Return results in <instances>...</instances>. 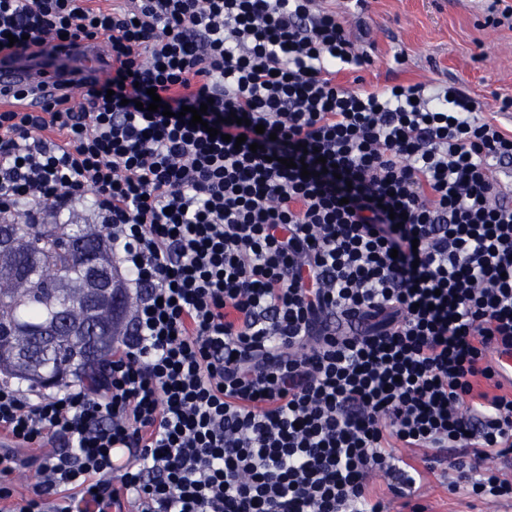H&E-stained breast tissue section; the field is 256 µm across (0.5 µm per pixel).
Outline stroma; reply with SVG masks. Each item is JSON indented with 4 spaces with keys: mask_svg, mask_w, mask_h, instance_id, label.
<instances>
[{
    "mask_svg": "<svg viewBox=\"0 0 512 512\" xmlns=\"http://www.w3.org/2000/svg\"><path fill=\"white\" fill-rule=\"evenodd\" d=\"M348 30L363 18L372 31L371 65L340 72L350 88L373 89L394 83L456 84L478 101L498 107L499 122L512 128V24H494L487 0H367L363 15L335 0ZM412 500L430 512H512L494 500L471 502L465 489L449 491L439 473L423 472L411 488Z\"/></svg>",
    "mask_w": 512,
    "mask_h": 512,
    "instance_id": "stroma-1",
    "label": "stroma"
}]
</instances>
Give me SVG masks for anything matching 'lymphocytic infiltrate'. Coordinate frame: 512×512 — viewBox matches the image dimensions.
Listing matches in <instances>:
<instances>
[{"mask_svg": "<svg viewBox=\"0 0 512 512\" xmlns=\"http://www.w3.org/2000/svg\"><path fill=\"white\" fill-rule=\"evenodd\" d=\"M95 42L82 103L0 109V222L84 204L131 327L95 385L0 381V512H389L442 461L512 500V129L338 84L370 59L321 0H0L7 58Z\"/></svg>", "mask_w": 512, "mask_h": 512, "instance_id": "1", "label": "lymphocytic infiltrate"}]
</instances>
